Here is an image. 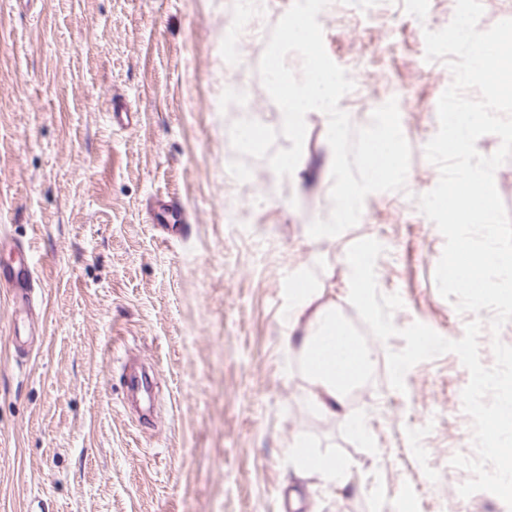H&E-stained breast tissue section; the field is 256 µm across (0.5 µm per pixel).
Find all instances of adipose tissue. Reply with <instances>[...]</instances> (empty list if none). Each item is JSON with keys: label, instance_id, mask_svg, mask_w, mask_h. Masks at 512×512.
<instances>
[{"label": "adipose tissue", "instance_id": "obj_1", "mask_svg": "<svg viewBox=\"0 0 512 512\" xmlns=\"http://www.w3.org/2000/svg\"><path fill=\"white\" fill-rule=\"evenodd\" d=\"M297 304L288 315L289 335L304 361L312 388L310 401L320 410L335 411L343 405L349 387L361 375L371 354L359 347L334 313L312 310V298L304 287L294 290ZM291 454L298 469L335 482L345 473L343 464L321 457L302 440H294Z\"/></svg>", "mask_w": 512, "mask_h": 512}]
</instances>
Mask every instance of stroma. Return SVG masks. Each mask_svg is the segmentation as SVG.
Returning <instances> with one entry per match:
<instances>
[{"label": "stroma", "mask_w": 512, "mask_h": 512, "mask_svg": "<svg viewBox=\"0 0 512 512\" xmlns=\"http://www.w3.org/2000/svg\"><path fill=\"white\" fill-rule=\"evenodd\" d=\"M273 0L233 66L224 64L230 0H0V227L38 259L33 334L18 355L19 314L0 293V512H501L461 497L474 456L461 393L470 380L446 353L389 384L387 351L361 405L314 410L306 369L287 345L293 281L314 308L350 327L349 247L380 242L381 294H399L398 328L423 323L461 339L472 316L434 282L444 237L417 196L440 174L425 156L453 76L426 61L425 31L453 0H329L318 20L329 57L354 83L339 106L354 127L396 100L411 148L404 190L375 192L357 225L313 238L331 212L328 118L306 116L300 162L278 177L250 160L241 187L229 129L243 106L280 128L258 73ZM130 104L131 127L113 122ZM191 218L166 238L151 212ZM346 463L343 480L299 479L293 439Z\"/></svg>", "instance_id": "stroma-1"}]
</instances>
